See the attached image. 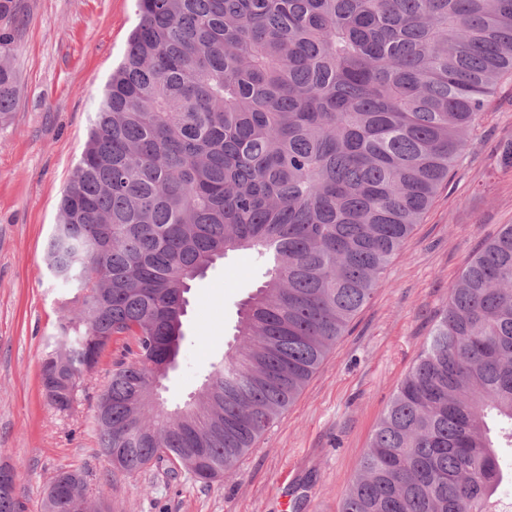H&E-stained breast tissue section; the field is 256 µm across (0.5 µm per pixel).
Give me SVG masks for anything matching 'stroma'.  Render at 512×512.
Here are the masks:
<instances>
[{
	"mask_svg": "<svg viewBox=\"0 0 512 512\" xmlns=\"http://www.w3.org/2000/svg\"><path fill=\"white\" fill-rule=\"evenodd\" d=\"M20 5L10 58L19 96L0 122V463L14 468L25 512H42L56 474L74 469L83 472L97 512H338L450 286L469 256L512 224V171L497 154L512 139V77L490 97L462 160L390 259L373 298L236 474L205 485L162 462L116 477L94 415L122 348L103 353L71 412L48 406L41 358L61 300L77 308L78 292L53 277L44 254L104 86L138 22L135 0ZM265 270L256 253L237 252L195 280L179 363L163 382L168 407L198 393Z\"/></svg>",
	"mask_w": 512,
	"mask_h": 512,
	"instance_id": "1",
	"label": "stroma"
}]
</instances>
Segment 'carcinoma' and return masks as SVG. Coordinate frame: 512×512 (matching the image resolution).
Masks as SVG:
<instances>
[{
  "label": "carcinoma",
  "instance_id": "carcinoma-1",
  "mask_svg": "<svg viewBox=\"0 0 512 512\" xmlns=\"http://www.w3.org/2000/svg\"><path fill=\"white\" fill-rule=\"evenodd\" d=\"M60 203L46 260L61 301L41 363L74 407L112 342L98 441L112 472H236L371 298L512 74V0H135ZM15 0L0 20L17 22ZM0 33V121L18 97ZM254 250L266 279L179 418L145 398L175 368L191 283ZM43 512H72L58 474ZM512 224L466 262L379 418L340 512H512Z\"/></svg>",
  "mask_w": 512,
  "mask_h": 512
}]
</instances>
